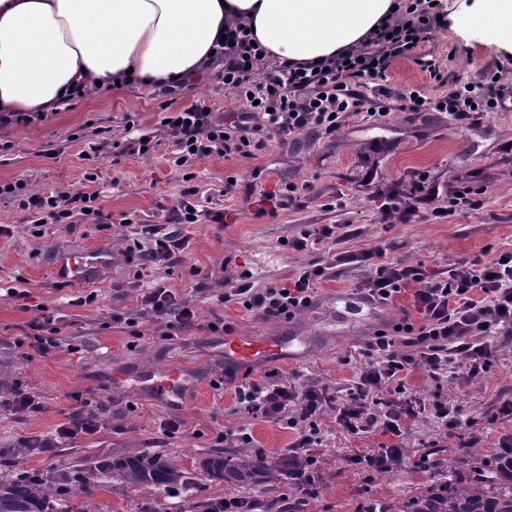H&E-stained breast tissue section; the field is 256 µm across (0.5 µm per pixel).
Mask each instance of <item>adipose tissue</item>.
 <instances>
[{
	"label": "adipose tissue",
	"mask_w": 512,
	"mask_h": 512,
	"mask_svg": "<svg viewBox=\"0 0 512 512\" xmlns=\"http://www.w3.org/2000/svg\"><path fill=\"white\" fill-rule=\"evenodd\" d=\"M395 0H0V112H54L77 86L187 82L242 22L281 62L364 42Z\"/></svg>",
	"instance_id": "adipose-tissue-1"
}]
</instances>
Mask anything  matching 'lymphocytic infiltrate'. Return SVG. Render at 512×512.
Instances as JSON below:
<instances>
[{
	"label": "lymphocytic infiltrate",
	"mask_w": 512,
	"mask_h": 512,
	"mask_svg": "<svg viewBox=\"0 0 512 512\" xmlns=\"http://www.w3.org/2000/svg\"><path fill=\"white\" fill-rule=\"evenodd\" d=\"M432 0H406L398 15L384 20L357 49L337 56L327 64H279L271 71L260 68L266 55L252 45L249 32L239 28L229 35L214 59L225 90L241 103L232 121L217 117L208 105L196 102L178 112L165 113V128L180 150L178 164L212 154L250 156L269 143L286 145L290 137L308 132L331 134L340 126L339 114L369 113L373 101L366 89L384 90L389 68L398 59H414L437 85L447 78L436 59L417 56L420 43L440 28ZM504 88L494 73L482 80L457 84L443 97L445 111L454 121L469 124L494 111ZM20 195L22 209L34 212L39 224H67L74 215L90 214L97 222L105 216L98 196L82 190L48 194L27 190L18 182L0 189ZM190 237L170 224H145L136 231L132 248L141 259L159 269H171L183 260ZM374 252L337 255V265L372 262V273L360 288L363 301L381 305L392 302L408 284H415L412 304L420 320L402 319L392 332L377 333L370 342L367 361L339 400L329 388L300 387L281 377L236 386L238 404L251 413L274 421H286L298 432L288 450L289 460L303 493L315 494L313 458L302 457L303 448L315 441L317 421L326 409H335L336 421L356 434L373 430L401 436L406 420L431 414L441 425L459 426L461 409L445 399L429 405L412 403L385 406L380 390L402 391L411 372L422 369L438 378L462 366L469 376L482 374L493 355L498 336H512V251L490 261L461 260L451 264L443 279L428 277L416 266L375 262ZM324 268L303 271L282 287L254 289L243 284L224 294V301L243 306L264 318H280L309 308L313 285L324 277ZM141 303L159 318L192 325L196 312L163 283L145 289Z\"/></svg>",
	"instance_id": "f902f5d3"
}]
</instances>
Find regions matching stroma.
Returning a JSON list of instances; mask_svg holds the SVG:
<instances>
[{
	"label": "stroma",
	"instance_id": "obj_1",
	"mask_svg": "<svg viewBox=\"0 0 512 512\" xmlns=\"http://www.w3.org/2000/svg\"><path fill=\"white\" fill-rule=\"evenodd\" d=\"M438 2L447 24L432 32L419 54L442 62L452 81H477L486 68H499L512 88V47L489 27L462 25L463 18L483 14V0ZM387 86L388 94H372L381 115L346 114L336 133L301 137L285 147L272 143L252 158L212 155L180 167L173 139L159 125L162 113L202 101L229 121L240 109L208 74L178 88L133 83L92 91L31 124L0 126V185L22 179L28 189L46 194L80 188L97 193L111 216L110 223L98 224L77 215L69 224L44 225L35 236L31 214L14 197L0 196V226L10 229L0 235V483L30 473L49 489V512H209L232 496L286 504L292 512H359L372 502L397 505L428 488L466 485L478 468L498 481L484 463L512 438V417L500 412L502 402L512 399V340L506 337L495 340V356L477 377L460 370L435 380L416 371L404 393H384V400L398 403L446 398L464 412L462 426L451 430L425 415L409 421L405 459L390 472L374 473L349 459L393 443V436L379 430L351 434L337 425L335 412L322 416L318 437L306 450L316 461L320 493L314 498L280 469L297 430L244 411L232 387L214 386L224 362L210 324L255 336L284 325L242 304L221 302L224 292L241 283L277 287L304 270L326 267L314 285L312 306L292 318L311 336V351L305 361H285L275 370L303 386L343 392L366 362L367 342L414 308L408 291L387 305L361 301L356 289L370 265L336 268V254L379 249L387 259L442 272L460 260L512 251V97L478 124L461 128L435 108L446 88L413 61L393 62ZM413 89L433 105L411 118L396 94ZM143 135L156 143L149 155H89L105 141L125 145ZM92 169L98 178L89 183L84 175ZM420 180L434 186L433 195L414 192ZM266 191L276 193L277 204L262 202ZM459 191L468 192L471 206L449 209V197ZM185 200L223 213V223L203 218L185 225L190 248L171 269L142 266L129 252L134 225L176 223ZM332 224V239L293 248L304 232ZM97 245L109 249L112 263L93 284L54 276L59 252ZM156 281L197 309L192 326L142 314V290ZM92 291L96 300L85 303ZM42 307L62 339L44 356L21 347ZM171 367L189 369L197 379L179 407L114 384L118 373ZM16 392L34 396L40 411H13L7 401ZM88 402L108 407L99 431L74 441L56 439L68 414ZM169 419L181 424L172 436L160 428ZM243 432L250 444L237 441ZM31 436L52 439V448L29 450L24 441ZM244 454L263 456L271 478L234 485L211 477L203 466L217 455ZM423 454L433 460L432 468L416 466ZM140 455L170 461L181 470L180 481L134 488L113 470L94 478L86 473L96 463Z\"/></svg>",
	"mask_w": 512,
	"mask_h": 512
}]
</instances>
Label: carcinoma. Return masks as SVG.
Returning a JSON list of instances; mask_svg holds the SVG:
<instances>
[{"label": "carcinoma", "mask_w": 512, "mask_h": 512, "mask_svg": "<svg viewBox=\"0 0 512 512\" xmlns=\"http://www.w3.org/2000/svg\"><path fill=\"white\" fill-rule=\"evenodd\" d=\"M111 467L135 488L166 486L181 479L178 468L147 457L99 464L89 470V475ZM206 469L213 477L238 485H251L269 474L266 466L244 455L234 462L219 455L206 462ZM48 499L47 487L27 476L0 484V512H46ZM397 512H512V479L494 487L478 473L468 487L428 489L402 503Z\"/></svg>", "instance_id": "carcinoma-1"}]
</instances>
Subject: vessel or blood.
<instances>
[{
  "instance_id": "obj_1",
  "label": "vessel or blood",
  "mask_w": 512,
  "mask_h": 512,
  "mask_svg": "<svg viewBox=\"0 0 512 512\" xmlns=\"http://www.w3.org/2000/svg\"><path fill=\"white\" fill-rule=\"evenodd\" d=\"M110 261L111 254L103 247L67 252L56 264L54 274L66 282L86 284ZM310 348V337L297 329L286 336L279 332L270 336L228 335L221 344V353L225 369L243 375L284 361L301 360ZM135 387L145 398L171 406L182 404L190 392L189 376L180 367L143 371Z\"/></svg>"
}]
</instances>
